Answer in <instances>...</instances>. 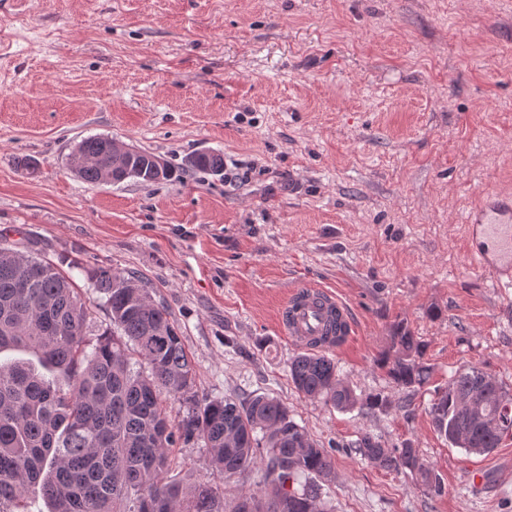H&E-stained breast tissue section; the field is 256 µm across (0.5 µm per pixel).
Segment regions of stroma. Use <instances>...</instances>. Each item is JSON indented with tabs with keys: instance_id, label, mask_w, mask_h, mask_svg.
Returning <instances> with one entry per match:
<instances>
[{
	"instance_id": "1",
	"label": "stroma",
	"mask_w": 512,
	"mask_h": 512,
	"mask_svg": "<svg viewBox=\"0 0 512 512\" xmlns=\"http://www.w3.org/2000/svg\"><path fill=\"white\" fill-rule=\"evenodd\" d=\"M95 135L182 176L88 184L67 158ZM201 150L223 170L185 166ZM491 192L512 193V0H0V232L82 287L97 265L134 276L198 395L274 396L329 452L334 512H512V441L470 453L428 414L467 366L512 394V289L474 268L465 223ZM298 285L347 305L354 333L331 357L390 408L295 389L278 313ZM400 321L431 369L413 391L379 364ZM366 434L417 448L445 495L352 451ZM170 458L184 486L223 489L226 512L263 489L261 462L229 477L198 442Z\"/></svg>"
}]
</instances>
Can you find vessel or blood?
Here are the masks:
<instances>
[{"label":"vessel or blood","instance_id":"obj_1","mask_svg":"<svg viewBox=\"0 0 512 512\" xmlns=\"http://www.w3.org/2000/svg\"><path fill=\"white\" fill-rule=\"evenodd\" d=\"M466 221L479 237L471 253L474 264L496 287L512 288V195L488 197ZM279 328L302 348L332 350L339 338L351 335L353 324L344 302L333 292L299 285L280 310Z\"/></svg>","mask_w":512,"mask_h":512}]
</instances>
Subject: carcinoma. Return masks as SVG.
<instances>
[{
    "mask_svg": "<svg viewBox=\"0 0 512 512\" xmlns=\"http://www.w3.org/2000/svg\"><path fill=\"white\" fill-rule=\"evenodd\" d=\"M153 157L141 152L133 177L179 179L167 162L161 174L152 173ZM70 164L87 183H110L112 138L82 139ZM186 164L219 172L224 158L196 152ZM89 280L105 295L110 321L120 331L93 346L85 341L89 301L73 279L42 251L21 240H0V353L28 351L70 379L63 388L27 362L0 363V512L6 504L22 512V499L36 485L50 512H124L121 505L132 495L133 512H224V492L204 482L188 490L169 476V448L178 439L203 443L211 463L227 475L251 472L257 450L266 451V499L242 495L232 512H328L317 480L330 478L333 460L287 406L269 395L246 404L199 397L193 391L194 366L167 309L152 303L146 289L122 271L99 267ZM390 340L394 355L381 361L388 377L402 389L423 386L429 375L424 345L402 322L392 326ZM135 356L149 374L132 370ZM289 376L304 396L340 410L372 413L390 407L381 396L357 397L324 354H297ZM511 398L491 374L469 366L435 392L428 413L450 445L487 453L512 437V415L504 407ZM168 402L182 412L176 425L168 419ZM356 447L368 462L416 473L430 494L445 493L443 479L411 446L389 450L364 435ZM290 481L301 488L287 489Z\"/></svg>",
    "mask_w": 512,
    "mask_h": 512,
    "instance_id": "cac0c4a2",
    "label": "carcinoma"
}]
</instances>
